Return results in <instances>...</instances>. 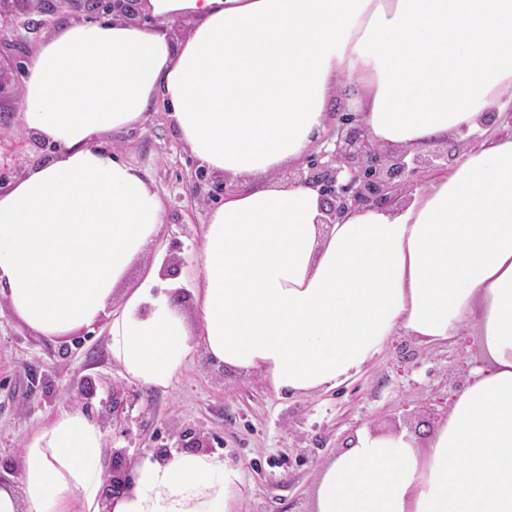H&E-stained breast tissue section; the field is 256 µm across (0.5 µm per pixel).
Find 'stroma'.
Instances as JSON below:
<instances>
[{
	"mask_svg": "<svg viewBox=\"0 0 512 512\" xmlns=\"http://www.w3.org/2000/svg\"><path fill=\"white\" fill-rule=\"evenodd\" d=\"M30 0H11L0 20V190L9 189L51 154L19 119L26 54L43 34L26 29ZM512 136V100L481 131H461L431 150L435 165L421 183L446 171L445 157L488 138ZM105 148L137 168L160 195L167 246L161 287L176 284L169 301L195 320L193 297L181 284L199 264L205 224L223 202L226 177L201 173L197 160L155 100L144 120L104 139ZM472 336L455 345L425 346L398 333L361 373L340 387L309 396L279 395L261 376L211 361L196 346L167 389L124 378L112 360L103 327L70 336H40L0 307V486L19 489L18 459L45 422L80 411L99 425L117 452L122 479L147 457L170 452L220 453L242 471L239 512H314L322 468L350 448L360 430L384 435L402 429L426 442L446 415L445 400L469 380Z\"/></svg>",
	"mask_w": 512,
	"mask_h": 512,
	"instance_id": "obj_1",
	"label": "stroma"
}]
</instances>
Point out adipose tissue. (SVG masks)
Segmentation results:
<instances>
[{"label": "adipose tissue", "mask_w": 512, "mask_h": 512, "mask_svg": "<svg viewBox=\"0 0 512 512\" xmlns=\"http://www.w3.org/2000/svg\"><path fill=\"white\" fill-rule=\"evenodd\" d=\"M146 26H59L28 57L23 124L54 152L0 192V298L41 336L101 323L124 376L168 388L195 343L311 395L359 374L390 336L439 345L474 326L483 365L427 445L364 430L325 465L314 512H512V138L465 151L408 201L320 223L321 196L264 177L300 164L345 94L375 143L424 151L480 129L512 94V0H143ZM188 20L173 35L168 19ZM162 99L183 143L237 180L205 226L196 323L153 287L165 211L101 146ZM154 264L125 288L147 249ZM124 287L123 302L112 295ZM107 449L72 411L20 457L0 512H237L241 472L217 454L134 464L100 497Z\"/></svg>", "instance_id": "ef3b65f1"}]
</instances>
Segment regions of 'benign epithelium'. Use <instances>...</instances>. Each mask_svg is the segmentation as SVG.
<instances>
[{"mask_svg":"<svg viewBox=\"0 0 512 512\" xmlns=\"http://www.w3.org/2000/svg\"><path fill=\"white\" fill-rule=\"evenodd\" d=\"M141 0H108L112 17L134 20ZM433 166L430 158L388 151L371 142L366 129L347 115L338 117V126L317 143L307 164L290 173L293 184L318 189L324 224L350 209L382 206L413 192L419 170Z\"/></svg>","mask_w":512,"mask_h":512,"instance_id":"obj_1","label":"benign epithelium"}]
</instances>
